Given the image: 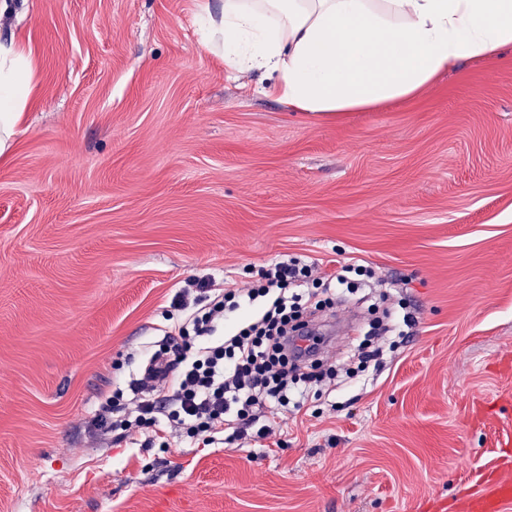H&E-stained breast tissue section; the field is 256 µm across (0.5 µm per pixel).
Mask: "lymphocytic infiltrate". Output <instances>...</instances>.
Here are the masks:
<instances>
[{
	"mask_svg": "<svg viewBox=\"0 0 512 512\" xmlns=\"http://www.w3.org/2000/svg\"><path fill=\"white\" fill-rule=\"evenodd\" d=\"M312 277L311 266L292 257L247 288L198 280L183 289L173 307L186 320L162 348L165 396L137 400L125 415L124 394L115 390L96 417L98 429L119 431L125 439L163 421L206 445L221 434L231 441L273 434L276 423L267 410L301 409L312 387L336 377L335 366L316 359L315 346L300 351L291 345L308 316L334 304L326 289L311 287ZM235 312L240 322L218 336L219 325Z\"/></svg>",
	"mask_w": 512,
	"mask_h": 512,
	"instance_id": "f902f5d3",
	"label": "lymphocytic infiltrate"
}]
</instances>
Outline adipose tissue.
<instances>
[{"instance_id": "ef3b65f1", "label": "adipose tissue", "mask_w": 512, "mask_h": 512, "mask_svg": "<svg viewBox=\"0 0 512 512\" xmlns=\"http://www.w3.org/2000/svg\"><path fill=\"white\" fill-rule=\"evenodd\" d=\"M202 41L232 74L262 71L289 109L367 111L414 97L463 59L512 48V0H197ZM23 45L0 43V157L32 93Z\"/></svg>"}]
</instances>
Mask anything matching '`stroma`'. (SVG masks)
Wrapping results in <instances>:
<instances>
[{"instance_id":"obj_1","label":"stroma","mask_w":512,"mask_h":512,"mask_svg":"<svg viewBox=\"0 0 512 512\" xmlns=\"http://www.w3.org/2000/svg\"><path fill=\"white\" fill-rule=\"evenodd\" d=\"M34 88L0 158V512H430L512 479V49L419 96L288 109L199 42L196 0H11ZM372 268L409 336L273 437L89 424L141 397L188 281ZM348 302L313 324L342 359Z\"/></svg>"}]
</instances>
